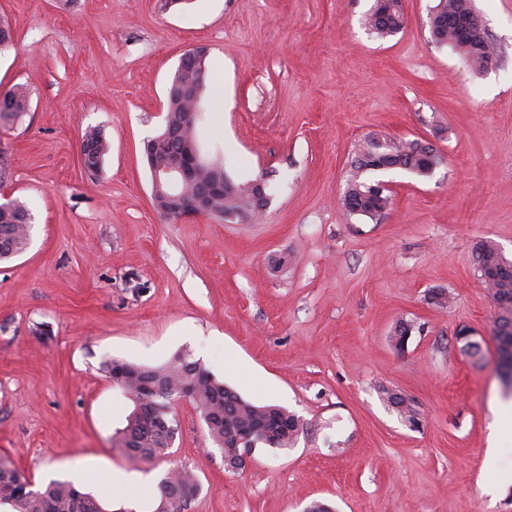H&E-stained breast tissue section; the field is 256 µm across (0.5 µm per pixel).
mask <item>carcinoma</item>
I'll use <instances>...</instances> for the list:
<instances>
[{
	"label": "carcinoma",
	"instance_id": "obj_1",
	"mask_svg": "<svg viewBox=\"0 0 512 512\" xmlns=\"http://www.w3.org/2000/svg\"><path fill=\"white\" fill-rule=\"evenodd\" d=\"M405 17L399 8V0H375L366 18L368 30L379 39L397 34L403 29ZM436 42L448 44L458 50L469 65L484 70L496 55L488 40L483 20L473 0H445L440 12L430 23ZM197 71L192 65L174 73L167 95V111L170 124L182 125L183 113L191 108L190 102L174 91L176 84L196 79ZM30 109V89L26 84H16L0 94V126L7 128L19 121ZM377 135H369L359 145L351 161V174L341 197V204L350 216L374 218L391 203L388 194L378 195L373 183L363 178L370 171L367 161L375 146ZM385 155L392 164L402 169L425 176L442 162L440 154L424 148L419 140H397L384 138ZM110 143L103 131L91 127L82 136V156L89 171L101 166ZM224 176L220 166L201 172L199 183L165 185L161 204L167 207L164 217L176 220V208L183 200L196 194L199 184L217 181ZM235 195L212 197L209 214L219 216L224 212L247 218L254 213L251 185L237 184ZM32 217L28 208L17 200L0 203V248L4 255L22 253L28 245ZM476 265L481 282L492 293L498 306L493 322V336L501 356L500 365L512 380V261L508 260L490 241L480 242L475 249ZM125 368L123 389L134 403L125 427L120 431L122 449L145 461L166 455L176 433L161 429L156 415L169 419L177 425L174 413L175 398L185 394L199 410L213 442L221 449L224 459L236 455L237 436L249 434L255 428L269 433L268 446L287 448L295 443L303 430V422L295 414L276 405H256L235 393L218 381L202 365L179 353L166 364L147 367L125 360L114 359L106 365V373L112 374V365ZM152 388L165 391V396L155 400V413L139 410L141 402ZM388 401L410 423H416V410L404 398L391 394ZM196 494L198 482L193 470L180 467L169 471L159 483V501L155 512H163L164 500L172 499L176 506L170 512H186L190 499L186 493ZM8 506L11 512H105L100 500L80 491L68 481L53 480L40 489L28 485V479L11 462L0 459V506Z\"/></svg>",
	"mask_w": 512,
	"mask_h": 512
}]
</instances>
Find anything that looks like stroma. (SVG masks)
<instances>
[{"mask_svg": "<svg viewBox=\"0 0 512 512\" xmlns=\"http://www.w3.org/2000/svg\"><path fill=\"white\" fill-rule=\"evenodd\" d=\"M374 0H0L14 42L0 92L31 90L0 131L12 154L2 199L33 215L27 249L0 262V457L35 486L78 483L112 508L153 512L169 470L193 469L188 512H512V441L492 408L498 308L475 269L493 241L512 260V0H474L493 62L472 71L438 46L439 0H402L396 35H370ZM208 51L195 126L200 154L237 182L264 178L267 208L244 222L171 221L142 159L165 125L182 55ZM110 150L85 169L82 136ZM371 134L430 143L428 176L369 173L392 204L347 215L340 198ZM449 300L438 304V293ZM412 333L395 346L399 322ZM479 342L473 358L460 332ZM258 405L304 423L294 445H257L224 468L195 406L145 461L119 448L134 404L104 366L175 353ZM418 413L409 424L388 401ZM124 473L114 489L111 475Z\"/></svg>", "mask_w": 512, "mask_h": 512, "instance_id": "stroma-1", "label": "stroma"}]
</instances>
